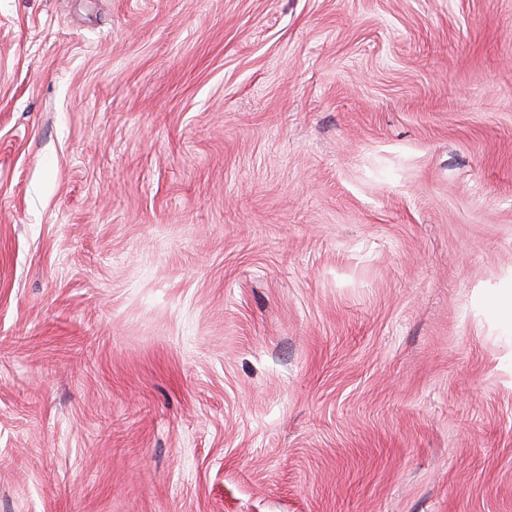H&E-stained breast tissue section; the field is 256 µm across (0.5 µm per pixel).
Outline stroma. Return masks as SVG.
<instances>
[{"label": "stroma", "instance_id": "obj_1", "mask_svg": "<svg viewBox=\"0 0 512 512\" xmlns=\"http://www.w3.org/2000/svg\"><path fill=\"white\" fill-rule=\"evenodd\" d=\"M512 0H0V512H512Z\"/></svg>", "mask_w": 512, "mask_h": 512}]
</instances>
